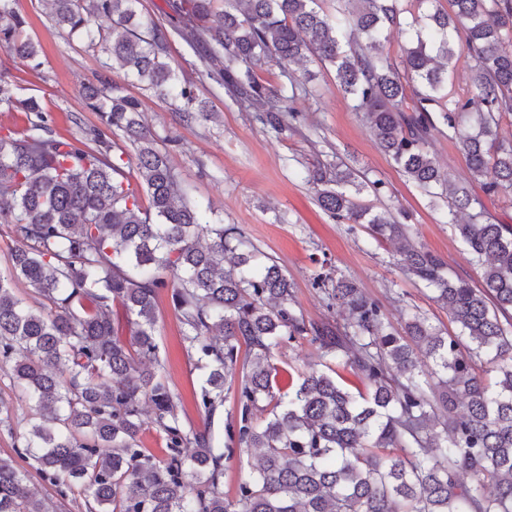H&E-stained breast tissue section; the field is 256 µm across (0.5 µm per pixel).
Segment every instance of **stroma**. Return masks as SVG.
Returning a JSON list of instances; mask_svg holds the SVG:
<instances>
[{
    "instance_id": "1",
    "label": "stroma",
    "mask_w": 512,
    "mask_h": 512,
    "mask_svg": "<svg viewBox=\"0 0 512 512\" xmlns=\"http://www.w3.org/2000/svg\"><path fill=\"white\" fill-rule=\"evenodd\" d=\"M14 7L25 20L26 37L39 49L40 65L34 70L23 67L0 50V76L20 85L22 97L37 99L46 124L69 140L82 138L85 129L101 124L98 113L86 106L82 84L104 79L137 98L158 147L166 151L190 197L208 203L216 221L239 225L263 255L280 265L294 283L297 307L306 319L317 321L326 313L313 284L315 273L326 266L377 299L393 329H401V308L409 304L443 331H455L432 292L399 269L393 245L374 242L362 227L336 223L302 178L304 166L339 157L369 179L382 181V195L367 190L363 200L378 212H403L413 238L441 255L452 274L480 286V271L469 264L453 227L443 223L440 211L432 209L424 193L379 149L337 88L332 71H315L311 96L300 104L305 112L302 135L275 133L241 111L222 85L201 77L206 48L191 45L180 34L167 0H139V11L166 32L181 80L194 84L212 112L210 119L187 122L180 101L160 98L121 68L106 67L103 53L57 27L46 0H15ZM156 307L161 372L178 397L181 421L223 434L236 413L235 391L225 392L224 404L214 416H205L199 407L201 373L187 355L170 290L158 294ZM276 358L277 385L284 390L319 362L317 351L304 339L283 347ZM31 412V403L20 398L8 369L0 368V458L14 459L27 472L49 512H85L79 495L60 497L31 459L17 457L15 434L23 430Z\"/></svg>"
}]
</instances>
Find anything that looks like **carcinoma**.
<instances>
[{
	"label": "carcinoma",
	"instance_id": "cac0c4a2",
	"mask_svg": "<svg viewBox=\"0 0 512 512\" xmlns=\"http://www.w3.org/2000/svg\"><path fill=\"white\" fill-rule=\"evenodd\" d=\"M172 0L183 35L209 47L204 76L276 133L299 132L305 80L263 84L257 70L314 61L366 119L380 149L422 188L481 269V287L448 273L445 259L408 225L359 201L380 191L350 167L304 172L319 206L340 224H364L373 240L398 244L403 272L434 293L458 332L443 333L415 307L403 333L388 330L377 300L355 282L319 273L313 284L330 317L305 319L281 267L256 260L236 224L187 196L167 155L120 87L89 83L87 107L134 152L99 129L72 141L38 123L0 133V223L11 226L8 273H0V366L34 402L16 450L86 512H512V225L490 222L479 198L453 182L427 146L448 134L488 197H512V0H418L430 9L409 25L400 59L381 49L400 0ZM137 0H48L50 18L101 48L158 95L206 115L179 80L166 34ZM106 17L111 27L99 20ZM13 0H0V48L27 64ZM467 47L470 89L448 90L454 43ZM41 112L0 77V109ZM136 178L139 188L131 187ZM23 281L37 297L15 293ZM169 288L189 358L203 372L208 416L235 388L237 415L225 436L185 428L161 374L156 297ZM122 310L119 337L112 308ZM306 338L324 359H342L367 385L357 394L328 371L274 390L275 353ZM492 364L494 380L477 373ZM166 440L159 459L139 445L145 409ZM257 452L235 495H224V459ZM466 473L471 482L461 481ZM0 512H48L28 475L0 459Z\"/></svg>",
	"mask_w": 512,
	"mask_h": 512
}]
</instances>
